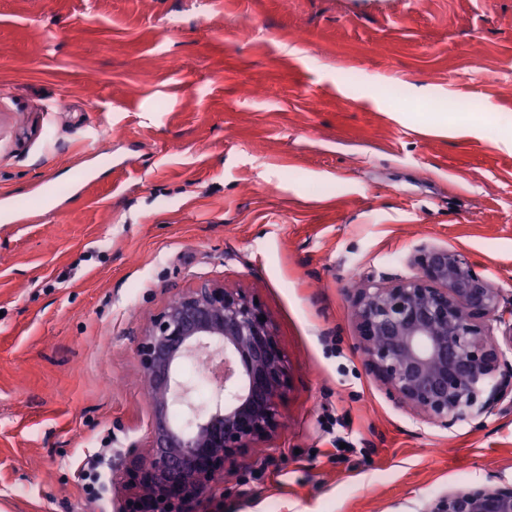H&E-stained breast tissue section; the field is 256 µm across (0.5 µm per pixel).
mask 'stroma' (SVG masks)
Listing matches in <instances>:
<instances>
[{
	"instance_id": "1",
	"label": "stroma",
	"mask_w": 512,
	"mask_h": 512,
	"mask_svg": "<svg viewBox=\"0 0 512 512\" xmlns=\"http://www.w3.org/2000/svg\"><path fill=\"white\" fill-rule=\"evenodd\" d=\"M511 81L512 0H0V512H115L150 437L138 337L201 279L260 300L290 377L284 429L204 512H426L512 482V402L417 417L347 299L428 242L512 301Z\"/></svg>"
}]
</instances>
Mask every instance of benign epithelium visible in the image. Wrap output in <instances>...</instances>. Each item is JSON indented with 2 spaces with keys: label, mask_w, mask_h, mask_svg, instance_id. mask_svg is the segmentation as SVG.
Returning a JSON list of instances; mask_svg holds the SVG:
<instances>
[{
  "label": "benign epithelium",
  "mask_w": 512,
  "mask_h": 512,
  "mask_svg": "<svg viewBox=\"0 0 512 512\" xmlns=\"http://www.w3.org/2000/svg\"><path fill=\"white\" fill-rule=\"evenodd\" d=\"M411 263L414 276L369 280L348 295L366 368L434 425L491 414L512 394V364L493 332L504 327L512 349V307L456 250L422 244ZM213 345L224 352L223 379L201 409L180 368ZM136 356L150 397V441L143 452L129 449L115 475L124 488L116 512H199L225 463L283 425L288 374L273 323L243 289L202 279L150 318ZM174 406L185 421L173 420ZM428 512H512V483L450 489Z\"/></svg>",
  "instance_id": "obj_1"
}]
</instances>
